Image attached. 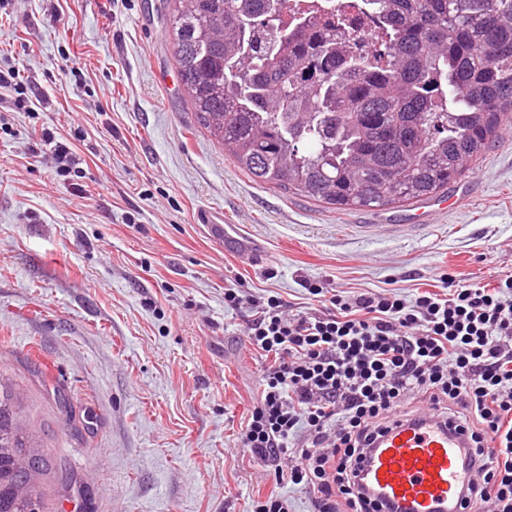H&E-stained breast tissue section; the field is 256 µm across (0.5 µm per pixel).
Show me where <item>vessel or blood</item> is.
Wrapping results in <instances>:
<instances>
[{"label": "vessel or blood", "instance_id": "b4317fda", "mask_svg": "<svg viewBox=\"0 0 512 512\" xmlns=\"http://www.w3.org/2000/svg\"><path fill=\"white\" fill-rule=\"evenodd\" d=\"M196 221L225 250L254 263L265 259L260 244L225 223L223 209H201ZM475 471L468 438L445 417L428 414L402 423L367 451L361 485L385 512H461Z\"/></svg>", "mask_w": 512, "mask_h": 512}]
</instances>
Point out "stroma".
Masks as SVG:
<instances>
[{"label":"stroma","mask_w":512,"mask_h":512,"mask_svg":"<svg viewBox=\"0 0 512 512\" xmlns=\"http://www.w3.org/2000/svg\"><path fill=\"white\" fill-rule=\"evenodd\" d=\"M168 20L166 0H0V70L41 100L0 101V376L48 462L47 512H252L272 492L310 512L240 444L265 360L225 288L314 313L310 283L411 300L512 277V129L447 194L328 211L253 182L201 128ZM43 134L78 169L35 156ZM207 206L267 260L207 237Z\"/></svg>","instance_id":"1"}]
</instances>
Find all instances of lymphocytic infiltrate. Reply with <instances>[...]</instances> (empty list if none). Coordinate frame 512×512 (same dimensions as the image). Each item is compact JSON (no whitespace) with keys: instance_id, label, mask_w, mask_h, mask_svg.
Listing matches in <instances>:
<instances>
[{"instance_id":"obj_1","label":"lymphocytic infiltrate","mask_w":512,"mask_h":512,"mask_svg":"<svg viewBox=\"0 0 512 512\" xmlns=\"http://www.w3.org/2000/svg\"><path fill=\"white\" fill-rule=\"evenodd\" d=\"M224 304L251 309L247 341L269 360L241 444L311 512H376L358 488L364 450L425 409L471 441L469 512H512V279L412 300L334 294L316 315L241 287Z\"/></svg>"}]
</instances>
